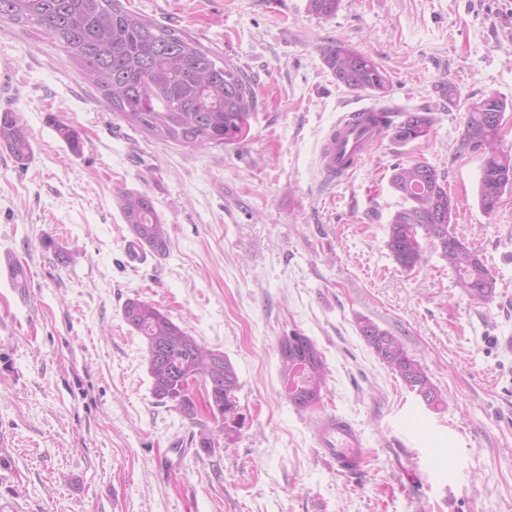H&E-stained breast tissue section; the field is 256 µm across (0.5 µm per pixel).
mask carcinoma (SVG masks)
<instances>
[{
	"label": "carcinoma",
	"instance_id": "carcinoma-1",
	"mask_svg": "<svg viewBox=\"0 0 512 512\" xmlns=\"http://www.w3.org/2000/svg\"><path fill=\"white\" fill-rule=\"evenodd\" d=\"M340 0H306V10L322 18L336 15ZM0 17L31 27L54 40L73 58L128 124L162 141L187 146H221L238 140L256 111L248 77L229 59L203 49L191 37L158 25L126 9L121 0H0ZM321 60L337 84L355 92L384 95L389 79L369 55L343 42L318 47ZM507 103L495 95L467 109L462 146L482 152L478 201L489 215L506 190H512V155L497 149L498 129ZM433 118L428 112H408L396 126L398 139L411 142L427 136ZM58 137L71 152L83 150L79 130L51 120ZM0 146L15 161L28 165L33 146L16 112L0 113ZM392 187L406 202L390 219L387 247L395 262L413 270L426 262L418 233L430 240L456 276V285L476 303L495 295L496 280L485 258L451 224L456 206L448 185L427 162L395 168ZM117 204L133 239L164 255L168 233L152 199L140 192L120 190ZM123 319L144 341L152 394L169 403L182 417L198 415L196 396L185 392L188 379L203 386L205 406L221 428L237 423L236 370L224 354L202 345L158 307L128 300ZM358 329L366 344L415 393L429 398V407L442 402L423 365L401 341L367 319ZM314 342L307 336L296 345H278L280 375L288 400L299 409L316 404L326 379L322 356L307 361Z\"/></svg>",
	"mask_w": 512,
	"mask_h": 512
}]
</instances>
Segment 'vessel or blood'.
Returning <instances> with one entry per match:
<instances>
[{
	"instance_id": "vessel-or-blood-1",
	"label": "vessel or blood",
	"mask_w": 512,
	"mask_h": 512,
	"mask_svg": "<svg viewBox=\"0 0 512 512\" xmlns=\"http://www.w3.org/2000/svg\"><path fill=\"white\" fill-rule=\"evenodd\" d=\"M371 111V106L363 105L355 113L343 115L324 139L320 160L329 178L345 177L362 162L369 146L382 137V130L370 129L363 121ZM26 274V267L16 258H0V285L20 286ZM317 441L340 472L358 473L363 470L362 435L348 421L333 413L323 415L318 424Z\"/></svg>"
}]
</instances>
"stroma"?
Segmentation results:
<instances>
[{"label":"stroma","instance_id":"obj_1","mask_svg":"<svg viewBox=\"0 0 512 512\" xmlns=\"http://www.w3.org/2000/svg\"><path fill=\"white\" fill-rule=\"evenodd\" d=\"M231 59L257 109L240 140L163 143L131 127L58 43L0 19V113H18L34 154L0 147V512H512V191L485 214L481 157L461 144L467 106L510 103L512 0H122ZM341 41L385 71V95L339 86L318 47ZM455 86L454 99L438 83ZM366 104L430 112L425 138L377 141L331 183L320 146ZM75 126L69 151L53 121ZM424 161L448 185L455 229L492 258L477 303L433 248L408 271L391 256L404 200L395 165ZM152 198L165 255L134 264L117 190ZM154 304L233 363L240 423L190 422L156 402L125 302ZM367 319L398 337L441 393L427 408L365 344ZM308 336L328 367L320 403L284 393L278 343ZM333 412L361 432L363 472L341 473L315 440ZM210 434L213 451L199 445ZM27 275V269L16 258L4 256L0 258V285L20 287Z\"/></svg>","mask_w":512,"mask_h":512}]
</instances>
